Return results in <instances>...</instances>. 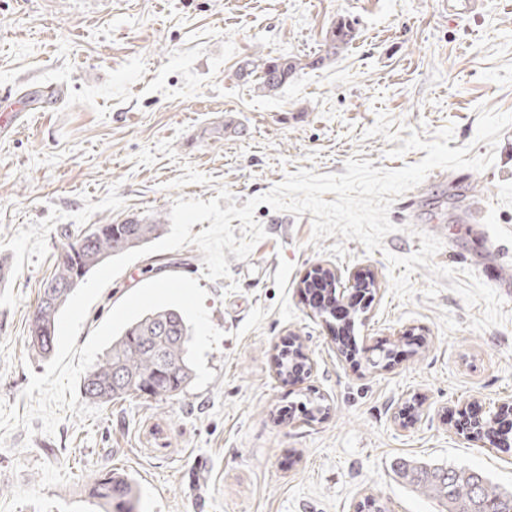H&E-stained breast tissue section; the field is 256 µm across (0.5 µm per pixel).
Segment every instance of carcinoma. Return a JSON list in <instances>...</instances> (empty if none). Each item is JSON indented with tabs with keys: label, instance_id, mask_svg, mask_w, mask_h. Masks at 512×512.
I'll use <instances>...</instances> for the list:
<instances>
[{
	"label": "carcinoma",
	"instance_id": "obj_1",
	"mask_svg": "<svg viewBox=\"0 0 512 512\" xmlns=\"http://www.w3.org/2000/svg\"><path fill=\"white\" fill-rule=\"evenodd\" d=\"M354 39V28L345 20L337 21L326 35V55L309 62L312 67L347 47ZM260 89L275 92L300 70L290 57L268 58L256 66ZM164 225L152 217H132L123 224H97L94 230L64 232L65 242L79 238L81 248L69 259L56 260L46 283H56L52 293L43 290L35 308L38 328L31 330L34 355L45 358L56 345L58 316L70 298L68 287L78 270L90 272L106 260L141 247L160 237ZM192 337L191 327L175 308L150 312L125 327L112 342L111 349L83 379V394L88 400L110 403L130 397L173 399L190 384L194 370L186 360ZM307 359L297 342L282 351L281 375L305 373ZM397 474L424 497L438 502L443 512H512V489L502 488L482 471L417 461H400ZM91 497L105 512H135L137 488L133 480L110 472L94 479Z\"/></svg>",
	"mask_w": 512,
	"mask_h": 512
}]
</instances>
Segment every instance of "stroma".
<instances>
[{
	"label": "stroma",
	"mask_w": 512,
	"mask_h": 512,
	"mask_svg": "<svg viewBox=\"0 0 512 512\" xmlns=\"http://www.w3.org/2000/svg\"><path fill=\"white\" fill-rule=\"evenodd\" d=\"M445 0H0V102L25 97L27 115L0 132V399L27 410L23 391L47 362L29 349L43 281L65 230L169 223L180 197L227 189L244 206L305 168L341 174L348 159L399 169L423 159L391 156L366 137L378 113L429 141L453 127L449 148L493 154L484 171L430 172L393 202L396 232L366 251L334 238L312 244V213L259 205L265 238L247 260L227 254L230 278L207 279L197 246L128 265L90 306L91 332L130 292L166 273L197 279L224 334L206 354L215 379L174 399L130 398L98 419L65 414L55 434L17 429L0 449V512H100L95 477L134 479L136 512H360L376 498L388 512H441L395 474L397 461L474 468L512 488V449L472 441L456 427L463 404L485 414L512 400V288L493 265L512 257V127L495 147L475 140L480 108L512 112V0H487L456 17ZM353 21L355 37L322 55L326 31ZM298 57L305 69L268 95L241 75L245 61ZM234 131H225V123ZM439 237L437 266L472 270L503 299L506 321L469 328L480 307L448 288L425 298L391 291L388 255ZM342 280L373 273L378 291L353 335L359 351L394 349L375 368L340 355L336 325L314 316L300 283L316 266ZM237 290H230V283ZM297 337L310 371L283 382L277 354ZM321 398L316 420L292 403Z\"/></svg>",
	"instance_id": "obj_1"
}]
</instances>
